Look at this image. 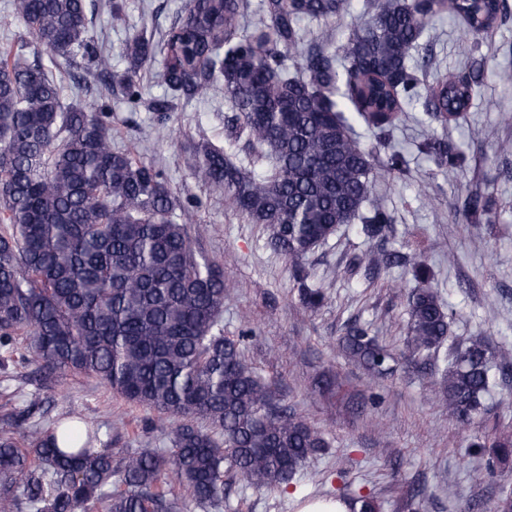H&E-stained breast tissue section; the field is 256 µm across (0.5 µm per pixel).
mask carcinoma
I'll use <instances>...</instances> for the list:
<instances>
[{"label": "carcinoma", "instance_id": "carcinoma-1", "mask_svg": "<svg viewBox=\"0 0 512 512\" xmlns=\"http://www.w3.org/2000/svg\"><path fill=\"white\" fill-rule=\"evenodd\" d=\"M350 0H188L185 15L159 43L128 38V70L118 77L128 103L141 99L140 70L162 56L158 72L173 95L202 97L221 84L235 122L253 148L255 174L224 150L195 147L200 180L224 193L270 243L298 261L343 225L369 241L392 232L393 218L374 196V171L402 173L403 151L367 146L353 134L362 120L385 134L405 108L423 101L430 130L418 143L440 171L467 163L447 136L471 111L481 74L463 68L430 74L420 53L426 23L449 15L464 23L460 54L506 17L508 0H370L368 18L339 41L326 34L305 44L302 22L329 24ZM13 16L52 61L108 55L88 37L85 0H14ZM297 56L295 71L285 65ZM52 69L18 51L0 53V368L21 360L49 372L95 377L125 401L176 420L171 450L132 448L120 460L98 429L68 416L45 430L32 425L20 447L14 426L0 429V512H182V500L159 486L171 469L200 512H218L224 469L256 486L289 482L328 443L288 411L258 375L243 337L224 335V268L195 252L188 219L163 174L112 147L106 101L66 108ZM468 224L491 223L490 201L473 193L462 207ZM370 269L397 266L418 280L407 298L408 349L428 356L448 339L449 312L428 281L421 252L373 251ZM297 270L311 310L326 295ZM33 336L24 352L17 339ZM343 350L374 371L387 350L367 327L348 323ZM512 365V346L475 337L455 348L438 387L448 417L466 421L495 385L493 364ZM473 448L512 455V437H486Z\"/></svg>", "mask_w": 512, "mask_h": 512}]
</instances>
